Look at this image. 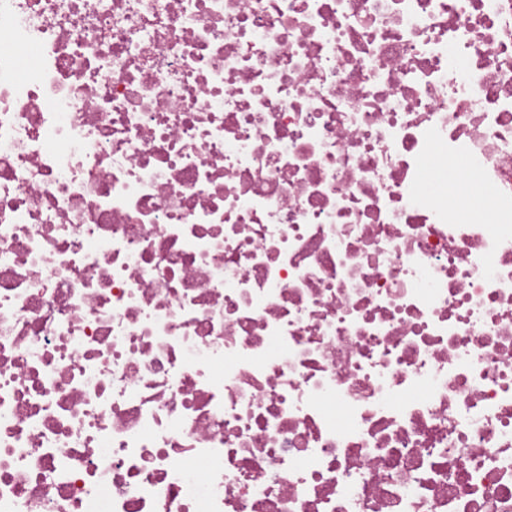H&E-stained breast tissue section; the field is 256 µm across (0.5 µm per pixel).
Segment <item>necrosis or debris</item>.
I'll use <instances>...</instances> for the list:
<instances>
[{"label": "necrosis or debris", "mask_w": 512, "mask_h": 512, "mask_svg": "<svg viewBox=\"0 0 512 512\" xmlns=\"http://www.w3.org/2000/svg\"><path fill=\"white\" fill-rule=\"evenodd\" d=\"M0 512H512V0H0Z\"/></svg>", "instance_id": "1"}]
</instances>
